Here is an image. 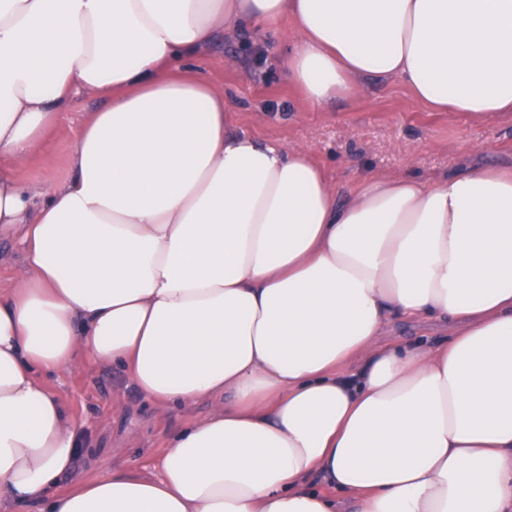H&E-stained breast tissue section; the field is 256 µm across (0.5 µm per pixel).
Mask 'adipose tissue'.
<instances>
[{
	"instance_id": "ef3b65f1",
	"label": "adipose tissue",
	"mask_w": 512,
	"mask_h": 512,
	"mask_svg": "<svg viewBox=\"0 0 512 512\" xmlns=\"http://www.w3.org/2000/svg\"><path fill=\"white\" fill-rule=\"evenodd\" d=\"M298 33L314 105L398 78L512 112V0H0V512H512V168L334 189L231 132L195 65L224 32ZM107 95L66 179L17 177L75 95ZM456 326L385 344L397 320ZM120 367L157 406L212 399L159 473L59 478L89 439L46 376ZM19 246L11 239L0 240V290L13 288L23 275Z\"/></svg>"
}]
</instances>
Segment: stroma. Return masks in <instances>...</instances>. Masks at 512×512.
Listing matches in <instances>:
<instances>
[{"label": "stroma", "mask_w": 512, "mask_h": 512, "mask_svg": "<svg viewBox=\"0 0 512 512\" xmlns=\"http://www.w3.org/2000/svg\"><path fill=\"white\" fill-rule=\"evenodd\" d=\"M296 38L286 21L272 38L225 35L199 58L213 86L235 102L233 130L308 151L344 193L367 174L437 179L459 166L512 167V115L483 119L435 112L396 78L364 80L351 96L326 106L309 104L280 75ZM103 104L101 96L89 93L61 113L41 144L17 161L18 178L45 192L63 182L76 127L85 113ZM48 384L92 439L73 470L60 478L62 490L79 477H100L115 467L157 474L170 435L211 409L207 402L182 410L160 408L112 365L78 364L50 376Z\"/></svg>", "instance_id": "stroma-1"}]
</instances>
